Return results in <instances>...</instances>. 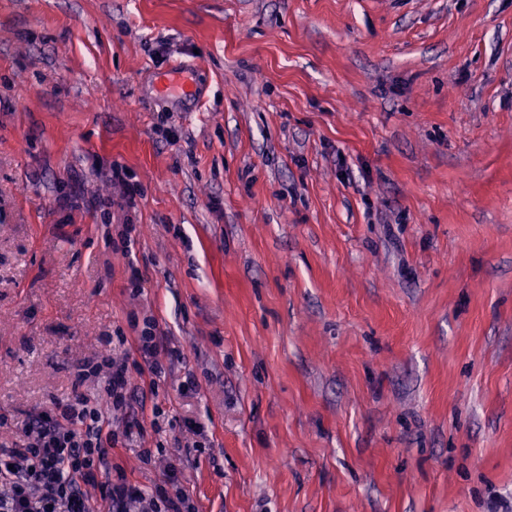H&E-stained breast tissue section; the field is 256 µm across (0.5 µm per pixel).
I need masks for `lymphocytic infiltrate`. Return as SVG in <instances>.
I'll return each instance as SVG.
<instances>
[{"instance_id": "f902f5d3", "label": "lymphocytic infiltrate", "mask_w": 512, "mask_h": 512, "mask_svg": "<svg viewBox=\"0 0 512 512\" xmlns=\"http://www.w3.org/2000/svg\"><path fill=\"white\" fill-rule=\"evenodd\" d=\"M102 382L107 404L80 392ZM70 398L26 415L11 439L0 442V512H191L176 468L144 490L112 467V449L131 441L141 425L130 413L140 390L123 360L101 354L77 366Z\"/></svg>"}]
</instances>
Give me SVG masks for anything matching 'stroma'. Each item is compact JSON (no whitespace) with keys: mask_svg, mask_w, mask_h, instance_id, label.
I'll return each instance as SVG.
<instances>
[{"mask_svg":"<svg viewBox=\"0 0 512 512\" xmlns=\"http://www.w3.org/2000/svg\"><path fill=\"white\" fill-rule=\"evenodd\" d=\"M105 347L196 512H512V0H0V414ZM193 75L181 68L174 67L169 72L160 77L158 82V89L161 93H168L169 91L177 88L185 96H193ZM164 334L158 330L156 323L148 322L142 330L141 335L134 340L135 350L150 363L151 371L154 374L162 373L163 364L159 360V354L163 349Z\"/></svg>","mask_w":512,"mask_h":512,"instance_id":"35a3bbf8","label":"stroma"}]
</instances>
